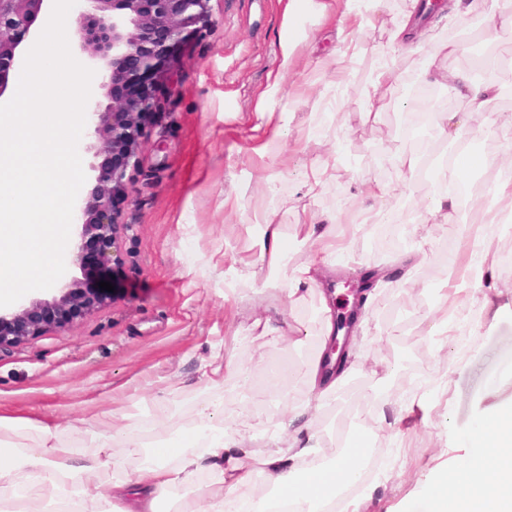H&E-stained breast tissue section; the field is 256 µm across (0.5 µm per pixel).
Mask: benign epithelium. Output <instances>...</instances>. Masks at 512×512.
I'll return each instance as SVG.
<instances>
[{
	"instance_id": "benign-epithelium-1",
	"label": "benign epithelium",
	"mask_w": 512,
	"mask_h": 512,
	"mask_svg": "<svg viewBox=\"0 0 512 512\" xmlns=\"http://www.w3.org/2000/svg\"><path fill=\"white\" fill-rule=\"evenodd\" d=\"M46 0H0V100L17 70L24 65L25 45L37 34V22ZM75 30L79 49L102 73L109 103L86 106L88 141L78 152L112 159L98 166L90 196L75 202L72 223L80 227L72 263L81 277L60 283L59 295L37 299L20 310L0 309V348L42 334L74 320L97 304L111 300L99 288L89 287L93 272L103 274L112 263L117 229V204L132 197L139 166L143 125L158 108L149 78L170 50L209 20L210 0H79ZM373 278L365 271L350 289L351 307L336 313L337 330L351 331L365 291Z\"/></svg>"
}]
</instances>
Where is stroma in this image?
I'll return each mask as SVG.
<instances>
[{"instance_id": "35a3bbf8", "label": "stroma", "mask_w": 512, "mask_h": 512, "mask_svg": "<svg viewBox=\"0 0 512 512\" xmlns=\"http://www.w3.org/2000/svg\"><path fill=\"white\" fill-rule=\"evenodd\" d=\"M286 3L210 0L203 33L184 41L162 68L160 108L141 140L139 192L117 213L113 299L0 349V416L37 418L0 429V439L37 445L40 421H52L54 440L81 462H100L108 485L136 469L138 459L118 443L112 455L120 467L102 464L94 434L103 425L126 428L133 441L174 437L192 429L198 404L220 392L234 409L224 452L252 469L248 491L259 498L274 488L257 462L287 455L288 437L277 424L289 406L305 405L300 435L318 443L324 458L335 455L332 442L343 428L364 438L375 462L347 512H425L435 475L469 461L481 419L512 404V265L501 260L512 249V223L494 231L487 257L490 297L503 306L501 315L484 308L481 295L438 293V284L456 280L471 208L458 204L450 224L421 223L417 208L436 189L406 182L391 157L410 147L401 134L404 77L420 81L419 55L455 42L459 29L488 41L487 14L460 8L452 23L429 25L414 54L391 40L407 0H384L379 19L362 26L356 54L344 60L336 16L311 11L298 18L303 41L290 59L298 88L281 86L269 98L289 132L271 194L252 152L258 135L250 121L281 60ZM382 61L399 80L372 100L366 86ZM340 83L346 90L338 108H312ZM509 114L506 90L489 112L470 116L468 135L485 155L512 154V132L484 133L490 120ZM315 156L332 166V176L305 197L299 173ZM377 187L387 192L382 209L405 214L404 223L364 219L362 201ZM271 210L295 262L315 251L301 226L327 218L346 246L331 259L330 275L347 281L364 266L392 277L363 308L352 342L358 365L320 401L303 369L322 343L315 293L297 299L258 282L245 290L224 285L235 260L257 253L259 224ZM468 306L479 326L464 351L434 326L443 311ZM265 316L282 326L284 344L258 337L254 321ZM208 361L219 369L218 385L201 370Z\"/></svg>"}]
</instances>
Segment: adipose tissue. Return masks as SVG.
<instances>
[{
  "instance_id": "ef3b65f1",
  "label": "adipose tissue",
  "mask_w": 512,
  "mask_h": 512,
  "mask_svg": "<svg viewBox=\"0 0 512 512\" xmlns=\"http://www.w3.org/2000/svg\"><path fill=\"white\" fill-rule=\"evenodd\" d=\"M383 0H371L368 12L357 11L354 0H288V17L296 19L311 8L320 12L336 11L344 22L339 34H346L347 18L358 22L371 21L378 15ZM456 46L442 45L437 54L422 63L423 75H435L450 93L464 104L463 111L443 112L438 118V130L455 145H463L470 115L487 111L489 104L504 90L503 83L476 80L465 69L442 68V59L455 54ZM257 127L263 137L255 148L257 157L266 167H274L286 143L287 132L267 105L259 100L256 108ZM465 169L457 163L440 171L441 181L449 188L419 207L422 223L448 224L452 221L454 196L452 185L464 181ZM486 201L477 202L466 239L467 259L459 278L460 286L479 292L486 288L489 271L485 266L488 239L483 227L495 223L504 208L512 209V179L496 182L487 190ZM308 237L318 246L315 255L305 262L289 265L288 241L273 216H266L262 237L258 242L259 256L241 261L239 268L226 280L229 288L261 279L265 268L283 270L282 281L289 296H297L323 277L332 254L336 227L332 224H311ZM224 399L213 396L199 411L195 430L153 445L150 465L135 476L102 489L98 467L78 462L71 449L43 439L31 448L16 450L0 448V492L25 488L39 500L56 505L63 496H71L77 512H158L157 504L173 489L194 482L202 472L205 457L219 458L224 454L227 427L224 423ZM477 454L473 460L451 471L435 476L429 494L428 512H512V406H503L483 417L475 439ZM265 472L276 486L278 495L294 506V512H321L336 488L357 481L360 465L349 452H339L332 463H318L298 470L284 464L282 458L268 457L262 462ZM238 459L213 471L209 492L201 499L179 500L176 512H237V494L246 483Z\"/></svg>"
}]
</instances>
